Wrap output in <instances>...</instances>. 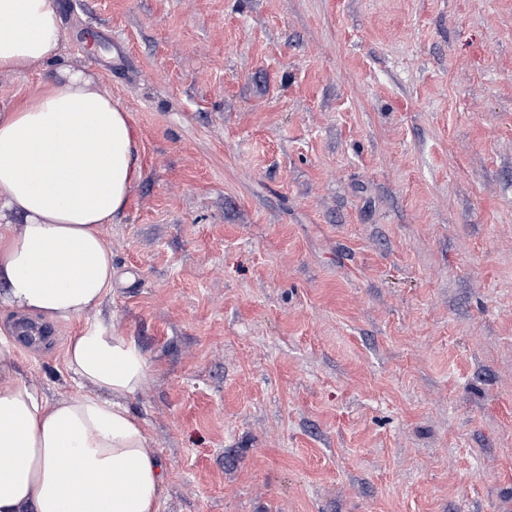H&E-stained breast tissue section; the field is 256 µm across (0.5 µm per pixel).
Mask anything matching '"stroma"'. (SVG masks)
<instances>
[{
  "instance_id": "obj_1",
  "label": "stroma",
  "mask_w": 512,
  "mask_h": 512,
  "mask_svg": "<svg viewBox=\"0 0 512 512\" xmlns=\"http://www.w3.org/2000/svg\"><path fill=\"white\" fill-rule=\"evenodd\" d=\"M58 2L133 127L160 512H512V0ZM83 324L14 349L49 399Z\"/></svg>"
}]
</instances>
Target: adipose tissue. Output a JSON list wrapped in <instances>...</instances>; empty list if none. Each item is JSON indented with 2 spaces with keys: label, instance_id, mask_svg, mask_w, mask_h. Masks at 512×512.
I'll return each mask as SVG.
<instances>
[{
  "label": "adipose tissue",
  "instance_id": "1",
  "mask_svg": "<svg viewBox=\"0 0 512 512\" xmlns=\"http://www.w3.org/2000/svg\"><path fill=\"white\" fill-rule=\"evenodd\" d=\"M58 0H0V75L49 76L0 113V309L46 323L99 309L112 291L101 235L139 174L130 115L91 71L60 64ZM0 336V512H159L163 472L129 406L150 364L110 320L70 338L79 395L48 399Z\"/></svg>",
  "mask_w": 512,
  "mask_h": 512
}]
</instances>
